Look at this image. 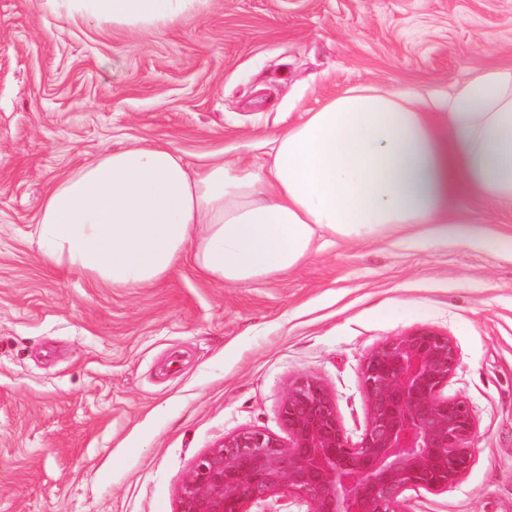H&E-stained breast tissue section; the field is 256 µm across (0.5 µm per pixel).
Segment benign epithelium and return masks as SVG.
<instances>
[{
  "label": "benign epithelium",
  "mask_w": 512,
  "mask_h": 512,
  "mask_svg": "<svg viewBox=\"0 0 512 512\" xmlns=\"http://www.w3.org/2000/svg\"><path fill=\"white\" fill-rule=\"evenodd\" d=\"M458 365L452 339L430 329L373 349L361 370L367 422L356 442L323 385L294 383L280 407L288 439L259 430L224 437L187 473L177 512H250L278 491L307 512H404L406 491L454 487L471 467L476 429L468 401L443 393Z\"/></svg>",
  "instance_id": "obj_1"
}]
</instances>
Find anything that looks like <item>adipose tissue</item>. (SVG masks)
I'll return each instance as SVG.
<instances>
[{
    "instance_id": "1",
    "label": "adipose tissue",
    "mask_w": 512,
    "mask_h": 512,
    "mask_svg": "<svg viewBox=\"0 0 512 512\" xmlns=\"http://www.w3.org/2000/svg\"><path fill=\"white\" fill-rule=\"evenodd\" d=\"M209 0H41L130 30ZM254 168L194 166L142 139L101 153L48 191L34 235L51 266L110 288H149L191 258L205 280L247 286L297 268L317 241L411 233L465 239L462 199L512 206V67L471 71L438 96L354 86L268 136Z\"/></svg>"
}]
</instances>
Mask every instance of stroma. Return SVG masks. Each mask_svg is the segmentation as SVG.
I'll use <instances>...</instances> for the list:
<instances>
[{
    "instance_id": "35a3bbf8",
    "label": "stroma",
    "mask_w": 512,
    "mask_h": 512,
    "mask_svg": "<svg viewBox=\"0 0 512 512\" xmlns=\"http://www.w3.org/2000/svg\"><path fill=\"white\" fill-rule=\"evenodd\" d=\"M509 65L512 0H210L140 31L0 0V512H176L225 436H285L302 379L358 439L366 356L418 328L453 340L447 392L477 428L461 481L406 492V512H512V245L340 240L245 287L185 262L129 291L45 265L31 237L51 186L104 149L257 162L352 85L445 91Z\"/></svg>"
}]
</instances>
